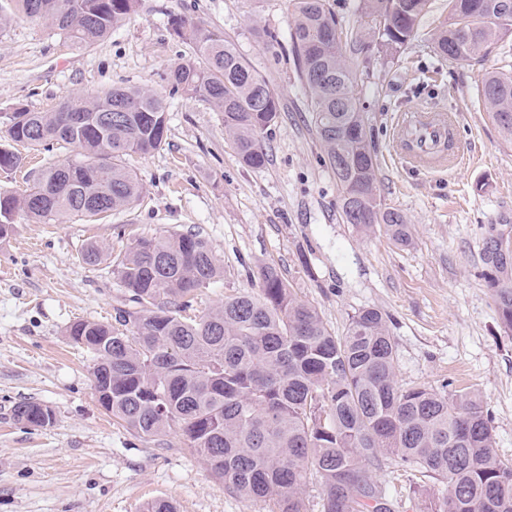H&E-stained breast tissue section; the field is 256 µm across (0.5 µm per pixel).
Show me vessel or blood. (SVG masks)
I'll list each match as a JSON object with an SVG mask.
<instances>
[{"instance_id":"obj_1","label":"vessel or blood","mask_w":512,"mask_h":512,"mask_svg":"<svg viewBox=\"0 0 512 512\" xmlns=\"http://www.w3.org/2000/svg\"><path fill=\"white\" fill-rule=\"evenodd\" d=\"M398 151L415 168L447 170L460 156L455 126L445 113H404L398 125Z\"/></svg>"}]
</instances>
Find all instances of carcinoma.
<instances>
[{
  "instance_id": "obj_1",
  "label": "carcinoma",
  "mask_w": 512,
  "mask_h": 512,
  "mask_svg": "<svg viewBox=\"0 0 512 512\" xmlns=\"http://www.w3.org/2000/svg\"><path fill=\"white\" fill-rule=\"evenodd\" d=\"M78 49L112 34L138 0H12ZM433 34L440 59L464 65L498 48L501 66L486 72L477 102L512 145V0H492L498 20L477 21L486 0H446ZM298 72L309 93L316 135L340 191L343 223L411 239L404 215L378 190L356 67L373 52L395 63L418 34L433 0H360L358 25L340 29L325 0H288ZM171 34L193 56L171 66L164 95L146 85L70 97L50 112L20 107L8 117L11 140L50 142L75 156L47 167L21 194L0 192V240L22 213L36 223L72 217L103 219L133 207L143 193L123 164L165 144L168 96L208 102L224 114V133L240 162L267 160L264 134L276 125L279 97L223 34L181 15ZM127 307L115 324L79 320L67 336L93 354L100 405L132 432L182 437L226 490L268 503L269 512H308L301 491L320 487L319 512H395L397 500L373 472L398 463L440 477L447 494L424 512H512V465L500 460L488 412L473 392L442 394L403 387L382 312L351 317L338 335L271 264L260 267V292L224 297L202 314L187 311L224 276V263L199 234L140 237L112 265ZM501 322L512 327V281L489 280ZM14 418L44 428L52 410L38 402Z\"/></svg>"
}]
</instances>
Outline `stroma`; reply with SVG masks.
<instances>
[{
    "instance_id": "stroma-1",
    "label": "stroma",
    "mask_w": 512,
    "mask_h": 512,
    "mask_svg": "<svg viewBox=\"0 0 512 512\" xmlns=\"http://www.w3.org/2000/svg\"><path fill=\"white\" fill-rule=\"evenodd\" d=\"M443 2L435 0L397 63L381 65L371 54L357 72L381 192L411 226L404 246L381 231L364 235L340 217L336 179L291 51L288 0H138L121 27L87 50L0 0L11 15L0 28V147L22 158L19 168L0 171V192H23L35 172L70 155L12 144L5 113L50 111L68 96L112 86L165 90L164 73L191 54L169 32L174 14L224 32L282 105L261 168L240 163L221 113L177 95L162 149L125 159L144 187L132 209L61 224L15 216L0 243V512H143L159 498L178 512H267L227 492L179 437H141L107 413L93 389L92 354L66 334L81 319L114 324L124 296L116 275L83 261L86 244L116 254L140 237L190 231L224 262L223 280L202 295V305L258 292L259 267L269 263L336 333L358 311L379 309L399 384L478 394L495 452L512 462V331L501 323L485 262L491 235L512 236V147L476 99L496 55L451 66L431 50ZM256 23L279 34V48L266 47L252 30ZM414 108L457 113L463 159L455 170H417L394 154L396 116ZM27 401L48 406L53 424L15 421L14 407ZM376 478L399 490L396 512H423L447 489L441 479L417 483L407 467Z\"/></svg>"
}]
</instances>
